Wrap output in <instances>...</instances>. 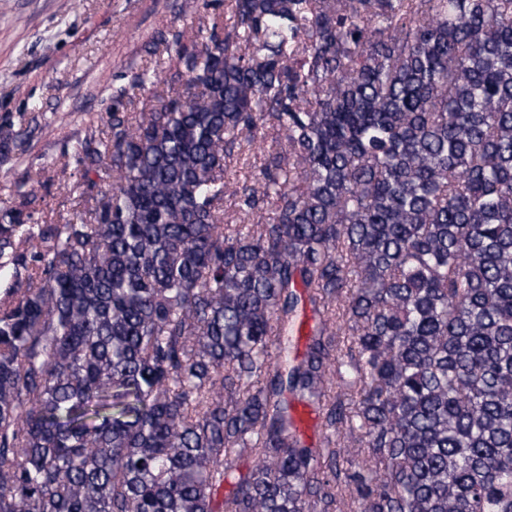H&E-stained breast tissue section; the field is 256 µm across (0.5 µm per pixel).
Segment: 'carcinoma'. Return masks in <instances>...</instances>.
<instances>
[{"mask_svg": "<svg viewBox=\"0 0 512 512\" xmlns=\"http://www.w3.org/2000/svg\"><path fill=\"white\" fill-rule=\"evenodd\" d=\"M158 44L62 162L76 220L0 211V512H512V0Z\"/></svg>", "mask_w": 512, "mask_h": 512, "instance_id": "carcinoma-1", "label": "carcinoma"}]
</instances>
